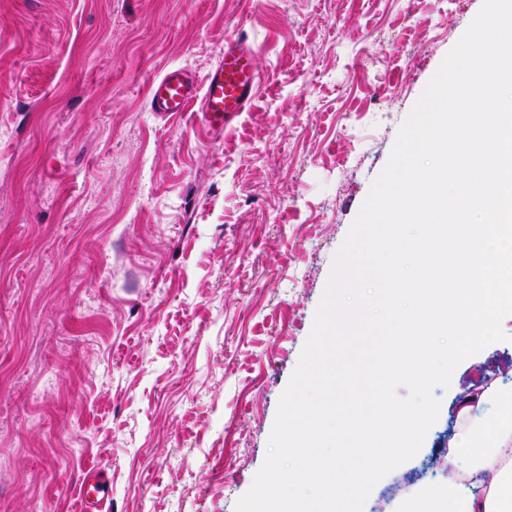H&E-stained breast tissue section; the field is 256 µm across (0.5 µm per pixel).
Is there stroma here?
Masks as SVG:
<instances>
[{
	"label": "stroma",
	"instance_id": "obj_1",
	"mask_svg": "<svg viewBox=\"0 0 512 512\" xmlns=\"http://www.w3.org/2000/svg\"><path fill=\"white\" fill-rule=\"evenodd\" d=\"M482 0H0V512H236L334 259ZM246 32L261 80L223 134L152 111ZM363 512L448 477L461 392ZM79 492L83 509L90 510L89 508L109 495L110 487L93 467L83 471Z\"/></svg>",
	"mask_w": 512,
	"mask_h": 512
}]
</instances>
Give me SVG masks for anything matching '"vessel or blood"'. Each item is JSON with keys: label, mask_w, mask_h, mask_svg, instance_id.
I'll list each match as a JSON object with an SVG mask.
<instances>
[{"label": "vessel or blood", "mask_w": 512, "mask_h": 512, "mask_svg": "<svg viewBox=\"0 0 512 512\" xmlns=\"http://www.w3.org/2000/svg\"><path fill=\"white\" fill-rule=\"evenodd\" d=\"M257 53L245 33H237L224 45V55L203 77L183 68H171L153 79L148 97L154 111L181 114L197 108L209 129L222 133L252 106L260 83ZM83 508H91L110 493L106 480L88 468L80 480Z\"/></svg>", "instance_id": "1"}]
</instances>
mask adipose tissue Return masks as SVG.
<instances>
[{
    "mask_svg": "<svg viewBox=\"0 0 512 512\" xmlns=\"http://www.w3.org/2000/svg\"><path fill=\"white\" fill-rule=\"evenodd\" d=\"M455 429L447 479L406 494L398 512H512V384L463 395Z\"/></svg>",
    "mask_w": 512,
    "mask_h": 512,
    "instance_id": "1",
    "label": "adipose tissue"
}]
</instances>
